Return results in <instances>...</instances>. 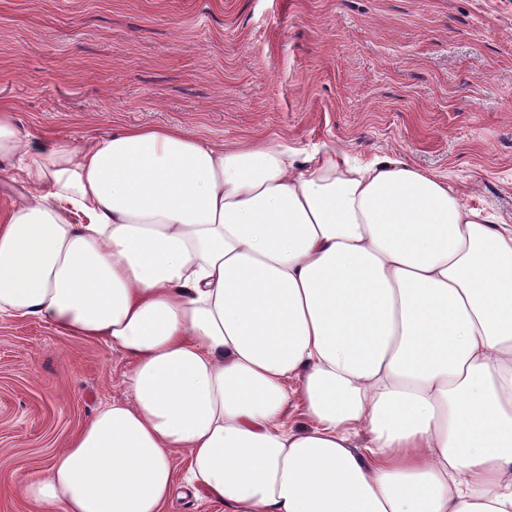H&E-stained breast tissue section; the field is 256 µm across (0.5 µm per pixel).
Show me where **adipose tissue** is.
I'll return each instance as SVG.
<instances>
[{
	"label": "adipose tissue",
	"instance_id": "ef3b65f1",
	"mask_svg": "<svg viewBox=\"0 0 512 512\" xmlns=\"http://www.w3.org/2000/svg\"><path fill=\"white\" fill-rule=\"evenodd\" d=\"M1 163L29 186L0 216V316L133 362L36 500L166 512L201 485L224 512H512L511 224L385 156L169 127L75 146L2 104Z\"/></svg>",
	"mask_w": 512,
	"mask_h": 512
}]
</instances>
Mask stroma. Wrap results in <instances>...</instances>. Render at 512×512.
I'll return each mask as SVG.
<instances>
[{
  "label": "stroma",
  "mask_w": 512,
  "mask_h": 512,
  "mask_svg": "<svg viewBox=\"0 0 512 512\" xmlns=\"http://www.w3.org/2000/svg\"><path fill=\"white\" fill-rule=\"evenodd\" d=\"M1 103L74 145L178 127L385 155L512 224V0H0ZM130 369L0 318V512H51L26 484Z\"/></svg>",
  "instance_id": "35a3bbf8"
}]
</instances>
